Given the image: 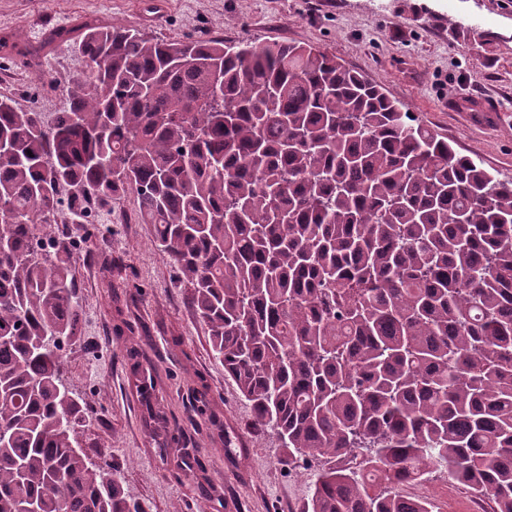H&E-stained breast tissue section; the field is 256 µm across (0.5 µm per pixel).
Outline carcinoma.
Masks as SVG:
<instances>
[{
	"instance_id": "obj_1",
	"label": "carcinoma",
	"mask_w": 512,
	"mask_h": 512,
	"mask_svg": "<svg viewBox=\"0 0 512 512\" xmlns=\"http://www.w3.org/2000/svg\"><path fill=\"white\" fill-rule=\"evenodd\" d=\"M48 120L0 96V512H144L78 442L61 207L128 193L224 375L309 468L306 512H512V182L314 46L87 22ZM397 492L405 498H428L438 512H467L477 502L464 486L441 481L434 473L424 480L399 485Z\"/></svg>"
}]
</instances>
